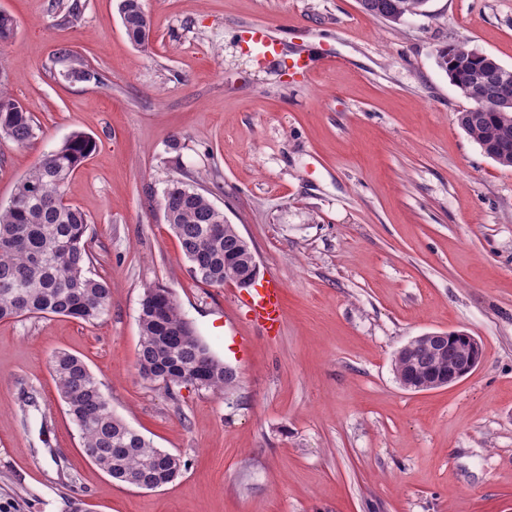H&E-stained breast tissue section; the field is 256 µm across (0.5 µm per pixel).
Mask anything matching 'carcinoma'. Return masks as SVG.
I'll return each mask as SVG.
<instances>
[{
	"instance_id": "cac0c4a2",
	"label": "carcinoma",
	"mask_w": 512,
	"mask_h": 512,
	"mask_svg": "<svg viewBox=\"0 0 512 512\" xmlns=\"http://www.w3.org/2000/svg\"><path fill=\"white\" fill-rule=\"evenodd\" d=\"M428 0H360L375 18L398 24L408 15H422ZM119 12L128 39L145 45L152 18L142 0H120ZM17 25L0 15V45L12 42ZM439 67L476 107L458 116L461 128L484 153L505 168L512 167V105L501 102L500 63L465 43L437 51ZM16 98L0 83V133L23 146L37 137V125ZM96 150V141L81 131L71 133L60 147L44 154L16 184L9 201L0 205V320L61 315L87 324L109 311L112 287L105 279L87 275L91 263L86 249L90 220L64 199V187ZM165 218L178 238L194 277L212 286L224 285V266L242 275L241 241L232 226L218 232L224 214L192 185L176 180L163 192ZM140 303L139 375L165 387L194 384L213 393L236 385V375L224 367L180 312L168 288L144 290ZM51 371L67 414L76 425L81 447L95 456L93 463L112 478L145 489L174 481L185 467L181 457L154 447L112 414L107 397L87 364L78 356L58 352Z\"/></svg>"
}]
</instances>
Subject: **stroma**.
Instances as JSON below:
<instances>
[{"label":"stroma","mask_w":512,"mask_h":512,"mask_svg":"<svg viewBox=\"0 0 512 512\" xmlns=\"http://www.w3.org/2000/svg\"><path fill=\"white\" fill-rule=\"evenodd\" d=\"M0 0L18 25L0 81L40 128L0 139V203L75 131L97 149L68 202L89 217L90 274L110 281L96 324L0 321V512H512V168L459 126L471 103L437 63L466 43L512 67V0H428L393 24L358 0H144L147 48L119 0ZM267 24L283 60L240 35ZM315 60L289 70L294 51ZM98 72L69 82L75 66ZM182 180L285 286L267 335L236 297L196 280L161 199ZM170 288L237 375L224 395L137 370L146 286ZM235 315L227 332L226 315ZM461 329L478 369L436 390L396 382L411 337ZM82 358L113 413L186 466L155 490L113 480L80 448L50 372ZM142 0H120L119 12L128 39L136 46H145L152 31V18L143 8Z\"/></svg>","instance_id":"1"}]
</instances>
